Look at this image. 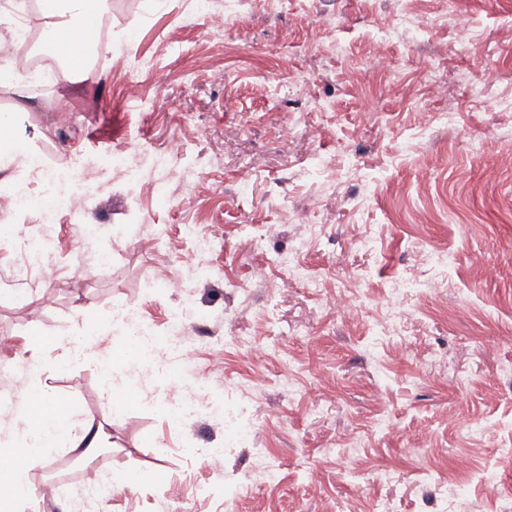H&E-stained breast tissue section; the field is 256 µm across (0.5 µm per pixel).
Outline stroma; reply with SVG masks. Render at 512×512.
Listing matches in <instances>:
<instances>
[{
	"label": "stroma",
	"mask_w": 512,
	"mask_h": 512,
	"mask_svg": "<svg viewBox=\"0 0 512 512\" xmlns=\"http://www.w3.org/2000/svg\"><path fill=\"white\" fill-rule=\"evenodd\" d=\"M107 2L111 56L85 80L21 78L36 111L13 123L44 166H95L101 191L81 224L32 212L0 239V418L54 395L102 426L105 443L79 470L57 453L60 491L9 499L6 512H62L89 474L120 482L99 512H170L180 499L189 512H512V0H215L227 18L217 35L194 0ZM408 11L425 29L401 24ZM461 24L473 32L465 48ZM380 53L391 70L377 75ZM153 66L169 73L161 96ZM487 71L498 79L485 86ZM421 108L438 115L425 130ZM175 134L176 161L143 164ZM119 149L141 161L136 182L113 168ZM185 169L196 173L189 210L178 206ZM312 200L322 226L297 260L323 281L317 291L277 263ZM83 224L95 233L76 261L68 245ZM262 224L275 227L263 240ZM194 228L211 236L210 253L197 252ZM24 236L49 240L54 282L15 278ZM161 267L190 275L188 288L156 283ZM435 277L446 292L410 289L383 322L396 283ZM337 289L362 297L361 318L328 309ZM127 304L157 336L188 325L187 387L223 403V419L173 411L146 365L143 399L111 406L102 368L81 359L47 367L25 401L4 381L28 358L33 328L76 346L82 312L108 321ZM254 343L266 348L258 363ZM216 448L219 471L205 464ZM463 454L476 467L464 478Z\"/></svg>",
	"instance_id": "35a3bbf8"
}]
</instances>
